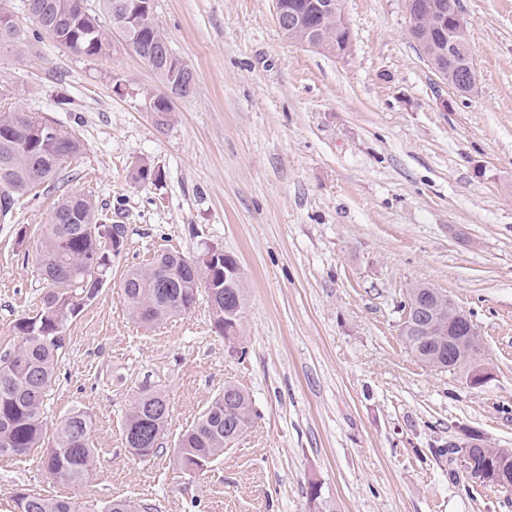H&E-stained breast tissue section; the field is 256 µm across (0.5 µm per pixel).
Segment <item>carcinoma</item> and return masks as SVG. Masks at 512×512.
<instances>
[{"label":"carcinoma","mask_w":512,"mask_h":512,"mask_svg":"<svg viewBox=\"0 0 512 512\" xmlns=\"http://www.w3.org/2000/svg\"><path fill=\"white\" fill-rule=\"evenodd\" d=\"M41 15L30 19L35 34L50 35L56 43L78 56L96 59L112 54L114 37L154 71L163 85L181 91L186 98L194 90L189 67L174 58L161 66L155 58L168 40L155 12H121V0H34ZM307 0H283L287 23L281 31L290 40L301 35L293 17ZM323 51L345 41L343 30L333 22L318 19ZM448 79L460 90L469 89L466 68L453 59L443 60ZM83 150L75 132L38 112L19 108L0 109V219L12 215L17 198L58 178L61 165ZM161 173L142 160L133 164L130 178L137 184L153 183ZM126 227L112 223L108 213L81 194L63 196L57 203L35 245V260L47 284L41 306L32 316L18 320L19 343L0 355V457L21 456L34 448H47L44 463L53 478L63 484H82L93 468L96 449L91 439V419L83 410H72L60 421L51 441H46L42 414L51 388L60 350L69 322L93 301L99 289L97 277H108L112 257L119 254ZM121 296L129 316L146 329L181 315L194 305L203 291H212L220 301L212 310L213 327L242 325L245 290L239 283L224 287V262L191 265V256L163 252L146 266H131L120 282ZM411 353L429 368L444 372L471 366L467 346L448 349V342L435 336L403 335ZM227 396L214 398L197 420L175 443L181 468L202 469L224 456V447L237 432L252 426L254 410L249 394L233 382L224 383ZM170 403L166 394L144 386L129 405L122 427L128 452L145 460L167 446ZM469 466L490 479L512 476V448H493L477 438L470 449ZM18 512H79L77 503L60 496L21 494Z\"/></svg>","instance_id":"obj_1"}]
</instances>
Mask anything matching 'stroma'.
Wrapping results in <instances>:
<instances>
[{
	"label": "stroma",
	"mask_w": 512,
	"mask_h": 512,
	"mask_svg": "<svg viewBox=\"0 0 512 512\" xmlns=\"http://www.w3.org/2000/svg\"><path fill=\"white\" fill-rule=\"evenodd\" d=\"M459 7L478 89L445 112L448 88L407 35L405 0H343L344 59L288 40L275 0H155L196 75L160 126L145 96L163 86L133 52L75 56L32 37L10 0L31 38L0 50V101L50 115L84 151L0 222V353L40 306L33 249L61 194L92 197L127 235L111 282L66 331L43 415L51 431L72 408L87 412L94 467L73 488L51 478L42 449L0 457V512H17L20 493L69 496L80 512L115 498L156 512H512V493L463 485L440 454L469 433L512 448V0ZM140 159L160 168L158 184L131 182ZM209 244L244 273L235 345L214 332L203 296L151 329L129 318L127 268ZM417 283L473 320L483 386L407 349L400 305ZM228 381L249 393L255 420L188 474L172 445ZM143 385L170 400L169 447L145 461L122 440Z\"/></svg>",
	"instance_id": "1"
}]
</instances>
